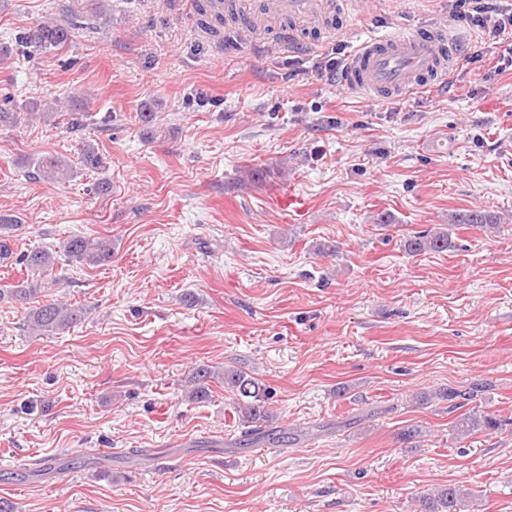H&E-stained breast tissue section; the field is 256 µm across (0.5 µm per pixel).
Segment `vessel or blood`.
I'll return each instance as SVG.
<instances>
[{
  "label": "vessel or blood",
  "instance_id": "b4317fda",
  "mask_svg": "<svg viewBox=\"0 0 512 512\" xmlns=\"http://www.w3.org/2000/svg\"><path fill=\"white\" fill-rule=\"evenodd\" d=\"M263 14L301 19L318 15L321 0H260ZM454 43L441 27L368 41L350 60L345 83L370 97L409 93L423 81L445 76Z\"/></svg>",
  "mask_w": 512,
  "mask_h": 512
}]
</instances>
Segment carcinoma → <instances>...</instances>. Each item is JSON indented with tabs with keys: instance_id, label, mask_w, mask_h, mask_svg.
<instances>
[{
	"instance_id": "obj_1",
	"label": "carcinoma",
	"mask_w": 512,
	"mask_h": 512,
	"mask_svg": "<svg viewBox=\"0 0 512 512\" xmlns=\"http://www.w3.org/2000/svg\"><path fill=\"white\" fill-rule=\"evenodd\" d=\"M212 0H205L199 6L201 24L213 33L224 27V15L212 12ZM77 22L65 24L43 22L15 35V45L0 42V59L7 60L13 51L22 47L31 54L50 52L66 45L73 37ZM91 99L82 94L67 101L70 112L65 113L58 107L42 104L38 101H27L15 108L13 112H0L1 126H16L29 121L38 112L48 113V118L58 119L69 117V124L80 126V113L90 111ZM31 164L44 177L51 180L69 181L78 174V169L87 172L100 170L104 167L103 158L97 148L87 142L82 145L79 153V164L54 155L40 156ZM505 223L499 214L476 209L455 211L448 214V225L480 224L496 229ZM22 227L20 218L14 214L0 212V262L10 260L24 267L26 279L10 285H0V304L29 303L32 297L41 291V278L54 268L59 257H64L71 264L95 266L112 258V240L91 242L81 236H69L64 239L59 249L33 248L17 253L13 250V233ZM452 247L451 234L448 229L423 230L406 238L403 248L410 254L420 252H444ZM87 310L81 306L62 304L58 301L42 304L31 308L27 314L28 328L40 334L63 333L85 321ZM224 378V387L235 396L242 424L249 426L244 432V441L258 434V431L269 425L271 415L268 408L271 393L268 387L258 378L238 371L234 368L216 370L209 365H201L194 369L191 376V389L188 400L201 403L210 397L211 380ZM509 425V421L499 419L495 415L476 408L462 414L456 422V439L461 441L478 432L500 431ZM465 494L460 488L448 486L437 491L425 500V512H461L464 507Z\"/></svg>"
}]
</instances>
